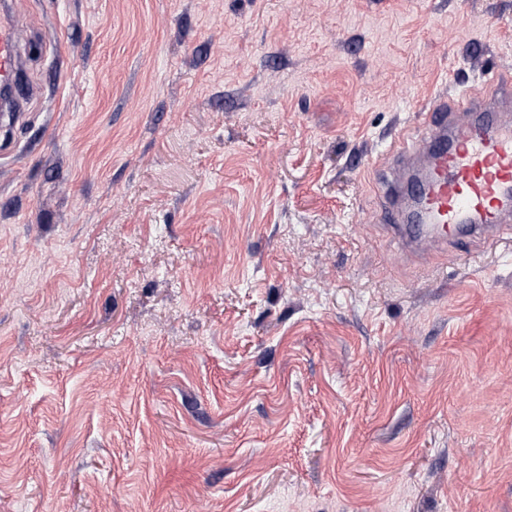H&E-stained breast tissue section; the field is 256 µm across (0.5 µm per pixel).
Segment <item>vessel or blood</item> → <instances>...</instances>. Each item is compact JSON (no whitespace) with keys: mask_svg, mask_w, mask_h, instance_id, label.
<instances>
[{"mask_svg":"<svg viewBox=\"0 0 512 512\" xmlns=\"http://www.w3.org/2000/svg\"><path fill=\"white\" fill-rule=\"evenodd\" d=\"M18 69L14 29L0 22V84ZM489 96L464 88L421 114L420 142L402 148L382 182L383 218L400 248L422 257L512 238V75L493 72Z\"/></svg>","mask_w":512,"mask_h":512,"instance_id":"vessel-or-blood-1","label":"vessel or blood"}]
</instances>
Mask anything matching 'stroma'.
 Instances as JSON below:
<instances>
[{"instance_id":"stroma-1","label":"stroma","mask_w":512,"mask_h":512,"mask_svg":"<svg viewBox=\"0 0 512 512\" xmlns=\"http://www.w3.org/2000/svg\"><path fill=\"white\" fill-rule=\"evenodd\" d=\"M8 7L0 512H512V243L377 181L512 0ZM18 69L17 40L14 29L0 20V84L13 85Z\"/></svg>"}]
</instances>
